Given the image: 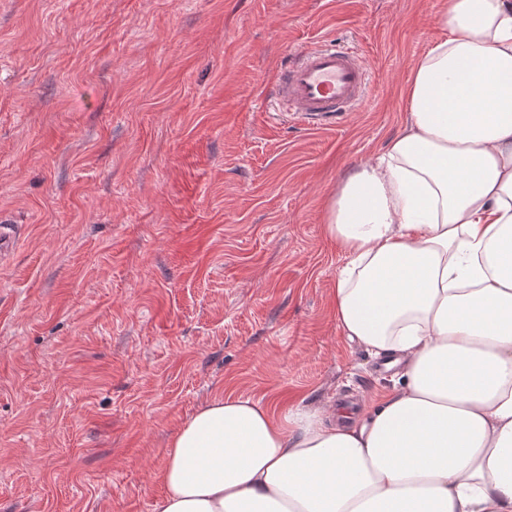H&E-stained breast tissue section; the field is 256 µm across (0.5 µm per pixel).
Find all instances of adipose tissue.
<instances>
[{
    "label": "adipose tissue",
    "mask_w": 512,
    "mask_h": 512,
    "mask_svg": "<svg viewBox=\"0 0 512 512\" xmlns=\"http://www.w3.org/2000/svg\"><path fill=\"white\" fill-rule=\"evenodd\" d=\"M406 125L324 231L336 325L401 363L360 410L229 394L177 430L155 512H512V0H449Z\"/></svg>",
    "instance_id": "1"
}]
</instances>
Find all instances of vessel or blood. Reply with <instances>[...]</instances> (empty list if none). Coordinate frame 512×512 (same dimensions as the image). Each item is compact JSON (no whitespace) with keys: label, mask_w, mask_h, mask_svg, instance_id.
I'll use <instances>...</instances> for the list:
<instances>
[{"label":"vessel or blood","mask_w":512,"mask_h":512,"mask_svg":"<svg viewBox=\"0 0 512 512\" xmlns=\"http://www.w3.org/2000/svg\"><path fill=\"white\" fill-rule=\"evenodd\" d=\"M366 91L367 74L357 52L325 44L280 70L275 97L280 111L317 123L354 110Z\"/></svg>","instance_id":"1"}]
</instances>
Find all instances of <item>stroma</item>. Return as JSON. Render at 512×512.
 Listing matches in <instances>:
<instances>
[{
  "label": "stroma",
  "mask_w": 512,
  "mask_h": 512,
  "mask_svg": "<svg viewBox=\"0 0 512 512\" xmlns=\"http://www.w3.org/2000/svg\"><path fill=\"white\" fill-rule=\"evenodd\" d=\"M446 0H0V512H154L226 393L329 409L392 386L336 328L340 179L401 132ZM340 41L365 103L270 114Z\"/></svg>",
  "instance_id": "1"
}]
</instances>
